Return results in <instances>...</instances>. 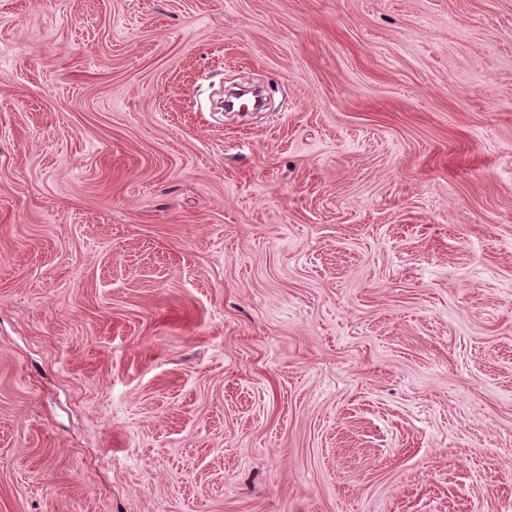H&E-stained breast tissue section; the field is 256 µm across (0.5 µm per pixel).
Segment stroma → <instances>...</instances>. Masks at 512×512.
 I'll return each instance as SVG.
<instances>
[{
    "label": "stroma",
    "instance_id": "35a3bbf8",
    "mask_svg": "<svg viewBox=\"0 0 512 512\" xmlns=\"http://www.w3.org/2000/svg\"><path fill=\"white\" fill-rule=\"evenodd\" d=\"M0 512H512V0H0Z\"/></svg>",
    "mask_w": 512,
    "mask_h": 512
}]
</instances>
